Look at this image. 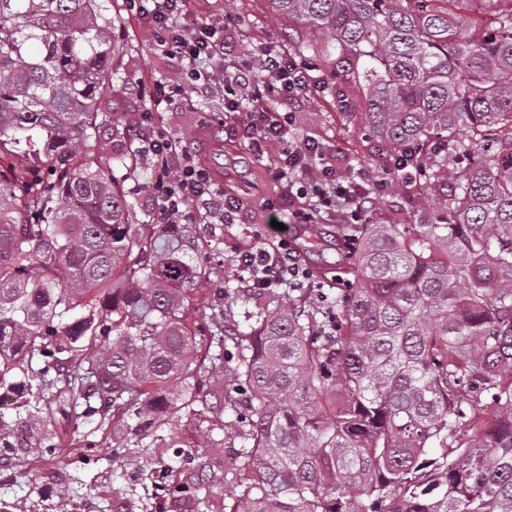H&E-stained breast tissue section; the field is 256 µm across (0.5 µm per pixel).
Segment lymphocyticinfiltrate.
<instances>
[{"label":"lymphocytic infiltrate","mask_w":512,"mask_h":512,"mask_svg":"<svg viewBox=\"0 0 512 512\" xmlns=\"http://www.w3.org/2000/svg\"><path fill=\"white\" fill-rule=\"evenodd\" d=\"M128 11L148 24L155 42L170 58L180 61L187 83L202 78L199 61H208L224 76L228 98L224 103V133L241 141L258 158H272L280 179L285 180L287 199H264L263 205L288 208L292 224H352L366 204L383 199L391 191L388 179L364 170L340 173L335 145L297 135L289 103L312 93L317 85L313 68L291 52L264 45L251 51L241 48L239 36L223 22L193 20L178 26L176 18L186 11V0H127ZM186 85L175 88L174 96L185 93ZM174 96L150 97V115L134 128L143 153L157 172L148 196L159 224H194L202 213L223 215L235 223L246 207L236 193L218 186L206 169L166 127L152 120L172 104ZM244 261L250 276L248 288H269L285 280L298 279L301 267L290 241L276 249L252 247Z\"/></svg>","instance_id":"f902f5d3"}]
</instances>
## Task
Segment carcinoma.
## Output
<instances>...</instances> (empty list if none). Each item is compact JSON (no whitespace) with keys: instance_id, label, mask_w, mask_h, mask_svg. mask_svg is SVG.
Here are the masks:
<instances>
[{"instance_id":"cac0c4a2","label":"carcinoma","mask_w":512,"mask_h":512,"mask_svg":"<svg viewBox=\"0 0 512 512\" xmlns=\"http://www.w3.org/2000/svg\"><path fill=\"white\" fill-rule=\"evenodd\" d=\"M111 2L0 0V389L65 365L86 418L231 412L232 512H512V0H264L408 172L413 221L336 225L306 268L331 306L219 302L203 349V249L132 223L135 153L99 149L129 49Z\"/></svg>"}]
</instances>
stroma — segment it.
I'll use <instances>...</instances> for the list:
<instances>
[{
	"label": "stroma",
	"instance_id": "35a3bbf8",
	"mask_svg": "<svg viewBox=\"0 0 512 512\" xmlns=\"http://www.w3.org/2000/svg\"><path fill=\"white\" fill-rule=\"evenodd\" d=\"M120 17L119 32L129 44L123 61L125 76L117 81L111 96L100 107L123 126L137 124L149 106L146 96L156 83L177 86L183 81L180 62L156 49L151 31L130 16L126 0H115ZM188 14L193 18L230 19L246 45L273 39V29L255 31L253 22L262 21L260 0H191ZM300 134L335 144L341 151V169L376 170L377 156L361 159L353 152L364 136L360 125H345L322 96L313 94L296 105ZM166 128L195 149L202 129L224 125V91L188 92L161 113ZM226 180L241 186L253 205L243 223L226 224L211 217L196 224L192 232L210 258L212 274L196 295L198 312L224 297L240 295L245 271L239 253L254 241L274 247L292 239L293 225L287 224L286 209L268 211L260 201L267 193L266 182L254 180L253 164L244 149L219 157ZM66 386L57 375L52 390L34 391L0 403V512H158L161 500L156 483L165 465H172L169 482H189L197 470H204L209 484L198 497L185 502L188 512H222L242 492L241 485L225 479L235 465L238 444L224 421L204 411H181L168 424L145 439L128 436L125 425L117 423L108 409L90 418L77 409L60 406L56 395ZM180 447L181 456L170 453Z\"/></svg>",
	"mask_w": 512,
	"mask_h": 512
}]
</instances>
